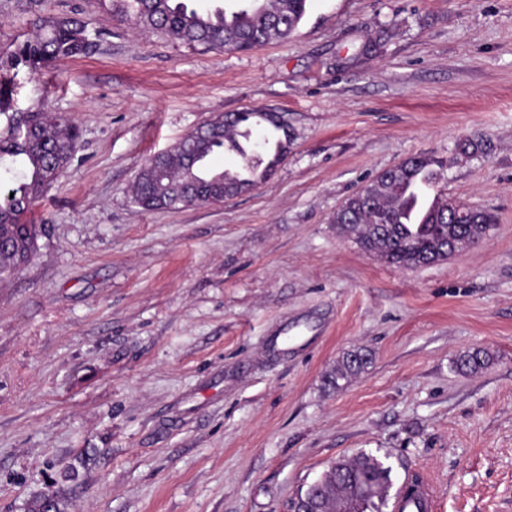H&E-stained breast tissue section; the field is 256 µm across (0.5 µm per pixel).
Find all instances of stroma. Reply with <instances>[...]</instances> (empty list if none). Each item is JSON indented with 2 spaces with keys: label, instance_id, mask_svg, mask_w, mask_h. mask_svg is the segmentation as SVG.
Here are the masks:
<instances>
[{
  "label": "stroma",
  "instance_id": "obj_1",
  "mask_svg": "<svg viewBox=\"0 0 512 512\" xmlns=\"http://www.w3.org/2000/svg\"><path fill=\"white\" fill-rule=\"evenodd\" d=\"M49 14L87 21L97 48L16 78L17 107L67 120L78 148L0 282V512H288L362 450L394 484L430 479L437 512H512V0H310L290 39L249 52L140 33L101 0H0V53ZM244 110L294 133L270 177L133 204L149 158ZM420 154L497 224L403 269L333 219ZM359 347L368 370L328 388ZM473 347L491 365L455 371Z\"/></svg>",
  "mask_w": 512,
  "mask_h": 512
}]
</instances>
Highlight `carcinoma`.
Wrapping results in <instances>:
<instances>
[{
	"label": "carcinoma",
	"instance_id": "1",
	"mask_svg": "<svg viewBox=\"0 0 512 512\" xmlns=\"http://www.w3.org/2000/svg\"><path fill=\"white\" fill-rule=\"evenodd\" d=\"M113 9L147 33L203 50L250 51L291 36L305 17L309 0H231L227 7L202 5L197 0H107ZM32 36L0 56V280L25 265L37 248L38 227L31 207L56 181L77 149L75 127L42 111H14L15 77L22 69L35 74L65 60L84 57L96 47L86 22L66 16H45L33 22ZM254 111H244L230 123L217 117L205 122L210 137L196 145L201 165L189 169L182 148L184 138L166 155L147 161L133 190V201L144 210L178 209L211 198L248 190L281 162L277 133L266 156L248 152ZM234 153L239 171L218 170L213 156ZM447 161L424 154L411 157L373 180L369 202L350 198L336 211L341 233L355 236L359 247L384 262L413 269L448 259L459 240L474 244L495 229L494 216L474 211L459 224L448 223V196L441 185ZM370 351L357 348L343 354L326 375L334 389L365 372ZM492 355L485 348H469L455 358L454 368L476 374ZM392 467L379 456L360 451L333 461L324 475L307 489L322 500L323 512H335L345 498L359 512H385L392 487Z\"/></svg>",
	"mask_w": 512,
	"mask_h": 512
}]
</instances>
